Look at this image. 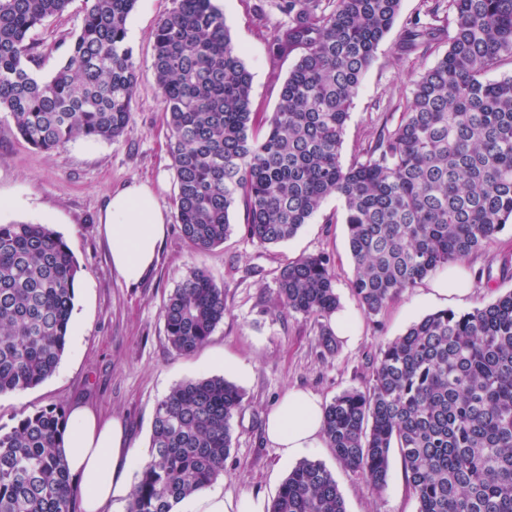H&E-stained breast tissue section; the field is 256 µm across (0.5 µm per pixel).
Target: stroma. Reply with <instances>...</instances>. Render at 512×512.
Instances as JSON below:
<instances>
[{
  "instance_id": "obj_1",
  "label": "stroma",
  "mask_w": 512,
  "mask_h": 512,
  "mask_svg": "<svg viewBox=\"0 0 512 512\" xmlns=\"http://www.w3.org/2000/svg\"><path fill=\"white\" fill-rule=\"evenodd\" d=\"M83 7V0H71L61 16L30 31L29 39L41 53L38 78H50L62 65L81 28ZM171 7L172 0H138L128 18L136 86L130 124L119 139H76L48 154L27 144L9 113L0 112V223L47 225L71 248L83 282L55 372L35 388L0 395V426L11 428L22 414L51 404L68 409L83 404L122 417L135 454L144 457L157 402L181 381L221 376L242 390L244 400L232 421V448L224 474L215 485L228 496L255 492L270 501L290 468L264 436L267 412L292 388L308 390L326 404L343 390L365 389L381 349L414 321L443 309L467 312L512 290V278L500 277L502 267L512 268V226L464 261L468 269L490 272L496 279L494 288L479 284L466 297H444L434 294L425 280L373 319L364 314L350 288L354 267L343 204L336 197L327 198L296 236L266 247L245 237L244 210L235 207L233 231L224 244L196 251L182 239L175 220L177 183L153 68V32ZM217 8L252 74L254 110L274 112L294 64L290 56L275 64L270 61L271 34L282 20L274 0H219ZM433 10L447 19V0H401L399 14L354 98L340 150L343 166L363 160L378 134L396 126L414 82L447 51L444 41L426 51L400 48L407 24ZM134 179L155 189L168 231L154 273L129 286L112 270L98 219L109 195ZM316 254L330 257L338 299L357 317L354 343L339 344L331 355L322 353L313 322L274 305L280 267ZM196 268L223 288L227 309L208 341L194 353L181 355L167 341L161 311ZM309 457L331 471L346 512H417L399 455H392L387 484L379 491L361 473L339 463L331 448L313 449Z\"/></svg>"
}]
</instances>
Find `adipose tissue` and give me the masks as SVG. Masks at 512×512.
<instances>
[{
	"instance_id": "adipose-tissue-1",
	"label": "adipose tissue",
	"mask_w": 512,
	"mask_h": 512,
	"mask_svg": "<svg viewBox=\"0 0 512 512\" xmlns=\"http://www.w3.org/2000/svg\"><path fill=\"white\" fill-rule=\"evenodd\" d=\"M99 224L120 278L136 284L152 273L167 220L150 185L133 181L113 194ZM323 422L321 400L312 392L291 389L268 413L264 432L283 460L292 461L322 447ZM63 448L82 512H125L132 489L130 473L138 459L123 418H104L89 406H75L68 416ZM185 512H266V502L249 493L228 499L223 490L203 489L187 503Z\"/></svg>"
}]
</instances>
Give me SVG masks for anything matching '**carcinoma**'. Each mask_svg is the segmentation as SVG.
Masks as SVG:
<instances>
[{
	"mask_svg": "<svg viewBox=\"0 0 512 512\" xmlns=\"http://www.w3.org/2000/svg\"><path fill=\"white\" fill-rule=\"evenodd\" d=\"M71 0H0V111L33 148L112 141L130 121L135 87L127 20L137 0H84L79 33L57 73L36 79L29 31ZM287 22L272 61L299 58L271 116L251 106L252 76L212 0H172L153 33L156 82L176 173V223L199 252L224 243L229 211L266 246L294 237L332 195L344 205L354 260L350 282L365 314L439 267L462 261L512 224V76L485 79L512 59V0H448V50L414 83L394 129L364 160L343 167L340 148L360 80L401 0H277ZM416 20L407 47L427 48L440 28ZM80 266L43 224H0V395L32 389L65 349ZM278 306L320 326L332 354L336 273L323 254L279 270ZM224 289L194 269L163 310L174 351L190 354L224 321ZM243 394L221 376L174 386L156 404L150 455L128 512H174L224 473ZM58 405L0 430V512H75L77 491L59 440ZM336 459L385 487L401 458L417 512H512V291L470 312L440 310L414 322L371 365L364 390L324 407ZM269 512H346L332 473L304 459Z\"/></svg>",
	"mask_w": 512,
	"mask_h": 512,
	"instance_id": "obj_1",
	"label": "carcinoma"
}]
</instances>
